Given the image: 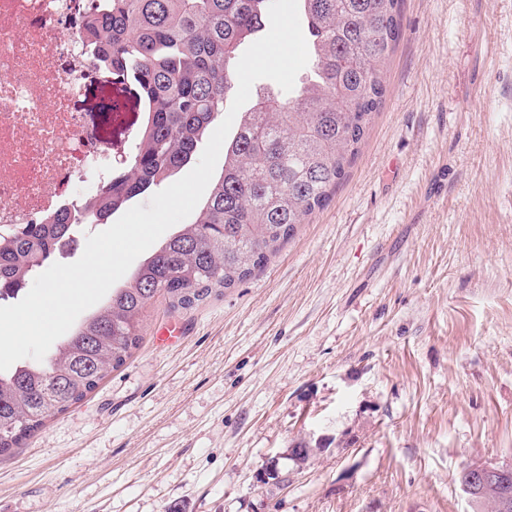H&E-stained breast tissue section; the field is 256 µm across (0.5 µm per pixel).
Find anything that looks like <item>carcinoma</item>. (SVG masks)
Listing matches in <instances>:
<instances>
[{"mask_svg": "<svg viewBox=\"0 0 512 512\" xmlns=\"http://www.w3.org/2000/svg\"><path fill=\"white\" fill-rule=\"evenodd\" d=\"M268 0H100L84 34L94 65L130 79L148 119L127 164L70 212L0 226V296L24 287L85 213L108 218L190 162L224 112L230 64L262 28ZM314 78L284 100L256 93L224 145L199 215L112 289L40 364L0 372V455L67 411L122 366L157 295L189 309L232 288L323 208L357 154L385 93L401 0H300Z\"/></svg>", "mask_w": 512, "mask_h": 512, "instance_id": "1", "label": "carcinoma"}]
</instances>
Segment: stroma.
Segmentation results:
<instances>
[{"label":"stroma","instance_id":"35a3bbf8","mask_svg":"<svg viewBox=\"0 0 512 512\" xmlns=\"http://www.w3.org/2000/svg\"><path fill=\"white\" fill-rule=\"evenodd\" d=\"M387 93L330 202L0 455V512H472L512 461V0H403ZM121 151L141 112L76 102ZM306 443L308 460L289 458ZM465 467L459 472V476ZM458 476V482H459ZM512 463L473 462L459 484L471 506L479 504L489 486L497 487L501 512H512Z\"/></svg>","mask_w":512,"mask_h":512}]
</instances>
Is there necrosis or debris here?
I'll return each instance as SVG.
<instances>
[{"label": "necrosis or debris", "instance_id": "necrosis-or-debris-1", "mask_svg": "<svg viewBox=\"0 0 512 512\" xmlns=\"http://www.w3.org/2000/svg\"><path fill=\"white\" fill-rule=\"evenodd\" d=\"M95 0H0V225L35 224L112 176V149L73 100L104 70L79 33Z\"/></svg>", "mask_w": 512, "mask_h": 512}]
</instances>
